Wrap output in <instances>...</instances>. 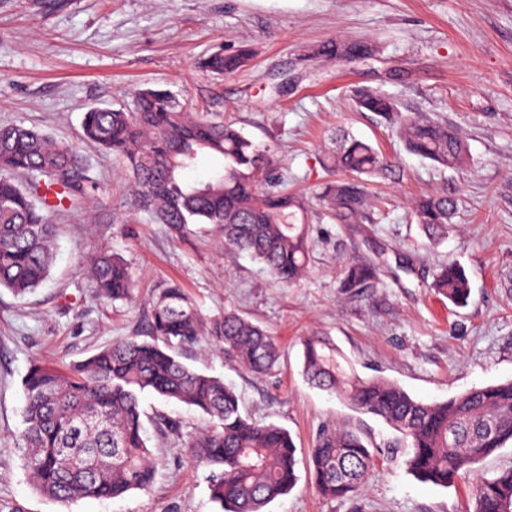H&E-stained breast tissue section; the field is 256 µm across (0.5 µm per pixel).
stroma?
Here are the masks:
<instances>
[{"label":"stroma","instance_id":"stroma-1","mask_svg":"<svg viewBox=\"0 0 512 512\" xmlns=\"http://www.w3.org/2000/svg\"><path fill=\"white\" fill-rule=\"evenodd\" d=\"M367 41L366 61L324 63L320 44ZM250 48L247 64L214 75L199 63L216 50ZM168 90L187 108L223 113L268 147L289 189L315 198L331 178L325 162L346 133L396 167L372 178L368 220L339 224L312 206L310 261L294 285L225 249L210 224L172 237L131 207L128 179L112 154L87 145L93 107L131 108L136 89ZM369 88L401 111L436 115L468 145L460 169L441 170L409 153L382 117L357 109ZM0 124L33 127L75 147L93 188L53 210L58 224L50 277L33 293L0 288V505L15 512H221L207 467L188 445L207 428L198 410L147 393L141 398L155 479L122 499L63 504L36 494L19 449L23 379L34 360L75 364L129 336L146 338L158 289L184 288L204 317L233 310L266 328L281 350L267 375L228 364L210 337L184 349L188 366L235 386L243 410L291 433L298 481L266 512H472L469 482L444 488L407 469V450L381 419L359 414L311 387L301 341L328 336L360 377L396 382L412 397L445 400L512 379V0H0ZM447 190L457 200L447 239L430 244L413 199ZM120 256L138 286L133 301L97 300L88 262ZM383 264V288L348 298L342 270L355 253ZM470 280L458 308L429 289L440 265ZM162 413L181 427L160 436ZM349 421L376 457L356 499L315 488L308 450L322 426Z\"/></svg>","mask_w":512,"mask_h":512}]
</instances>
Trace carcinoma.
<instances>
[{
	"label": "carcinoma",
	"instance_id": "cac0c4a2",
	"mask_svg": "<svg viewBox=\"0 0 512 512\" xmlns=\"http://www.w3.org/2000/svg\"><path fill=\"white\" fill-rule=\"evenodd\" d=\"M374 54L364 41H336L316 55L336 62ZM250 51H217L201 67L230 75L245 65ZM134 111L91 108L83 119V140L123 164L133 187L132 205L155 223L181 236L191 224H216L224 248L262 263L280 283L300 280L309 262L308 202L275 188L277 171L268 149L247 138L234 123L210 112H191L166 91L140 88ZM359 109L394 122L406 148L443 168L466 165L465 141L437 119L403 113L393 99L376 91L356 93ZM205 155L224 167L192 185L183 173ZM328 165L355 175L327 182L318 200L328 216L343 224L366 218L370 201L359 177L392 172L370 144L341 137ZM27 177L20 185L16 174ZM91 180L83 158L70 145L34 128L0 126V287L16 295L38 288L54 262L53 208L88 195ZM455 201L444 192L413 200V217L427 239L448 236ZM98 295L128 300L134 285L125 262L100 254L91 263ZM382 285L379 264L361 254L346 264L340 288L360 297ZM435 294L462 306L470 283L463 267L443 264L429 284ZM153 340L128 337L71 367L33 362L24 378V428L20 449L35 491L66 503L119 499L153 482L155 470L144 437L142 394L154 393L193 407L211 426L193 439L194 457L214 468L210 494L222 512H265L297 482V448L288 430L242 415L235 388L198 372L163 346L191 347L210 336L224 359L262 375L280 358L266 329L232 312L206 319L182 288L161 289L151 306ZM304 371L315 387L364 414L381 418L411 448L406 464L422 482L448 486L474 481L473 512L512 508V467L487 478L476 465L512 444V379L465 391L443 401L414 399L380 377L362 378L348 370L326 336L302 341ZM316 489L331 499L362 492L374 465L369 443L355 427H323L309 453Z\"/></svg>",
	"mask_w": 512,
	"mask_h": 512
}]
</instances>
